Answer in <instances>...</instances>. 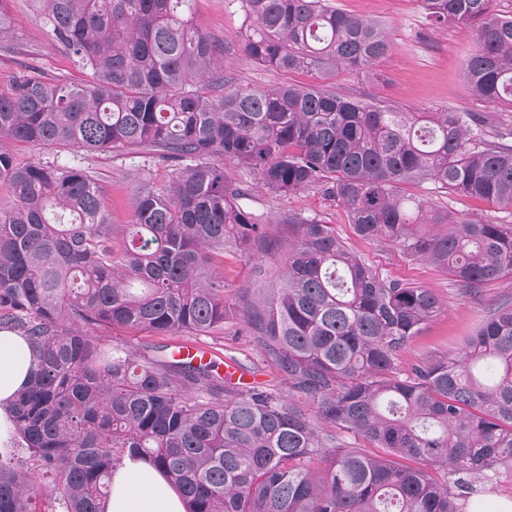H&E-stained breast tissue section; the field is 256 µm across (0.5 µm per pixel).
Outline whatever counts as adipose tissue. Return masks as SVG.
<instances>
[{"mask_svg":"<svg viewBox=\"0 0 512 512\" xmlns=\"http://www.w3.org/2000/svg\"><path fill=\"white\" fill-rule=\"evenodd\" d=\"M35 362L25 336L0 330V447L9 445L12 407L28 386ZM105 512H185L183 498L147 458L124 456L112 470Z\"/></svg>","mask_w":512,"mask_h":512,"instance_id":"obj_1","label":"adipose tissue"}]
</instances>
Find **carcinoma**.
Segmentation results:
<instances>
[{"label":"carcinoma","instance_id":"carcinoma-1","mask_svg":"<svg viewBox=\"0 0 512 512\" xmlns=\"http://www.w3.org/2000/svg\"><path fill=\"white\" fill-rule=\"evenodd\" d=\"M91 80L35 70L0 87V141L86 152L138 148L179 170L145 184L112 224L85 170L18 165L0 149V329L37 357L0 460V512H34L52 483L64 512H104L115 462L147 457L186 512H463L475 479L512 468V296L457 352L399 368L443 309L430 290L380 276L332 225L290 214L279 282L233 301L218 260L268 254L265 224L214 158L267 194L321 191L355 234L447 272L461 293L512 277V224L456 217L431 194L512 215V121L493 112H413L328 86L242 84L240 48L270 71L367 73L392 47L379 23L331 0H236L238 45L194 23L193 0H30ZM429 25L466 31L470 94L512 106V14L495 0H420ZM425 193L407 195V185ZM423 224L440 231L427 233ZM236 328L288 392L218 380L191 359L142 358L89 334L161 336ZM363 440L381 449L363 453Z\"/></svg>","mask_w":512,"mask_h":512}]
</instances>
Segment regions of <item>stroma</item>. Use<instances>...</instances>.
Wrapping results in <instances>:
<instances>
[{
  "mask_svg": "<svg viewBox=\"0 0 512 512\" xmlns=\"http://www.w3.org/2000/svg\"><path fill=\"white\" fill-rule=\"evenodd\" d=\"M335 3L347 12L386 24L393 48L374 66L371 75L358 76L344 69L330 70L320 76L302 71L276 73L257 66L238 52L225 56V70L240 81L255 86L288 82L298 85L322 83L332 86L340 94H356L401 104L412 110H494L503 120H512V110L508 107L491 106L468 92L463 66L474 49V41L468 33L452 28L445 31L429 28L418 0H335ZM0 10L15 25L11 50L0 52V85L8 83L28 64L37 66L49 80L64 78L74 84L87 82V74L74 66L54 45L33 15L28 0H0ZM193 17L198 26L221 41L235 40L243 20L235 0H193ZM0 147L22 166L48 162L91 172L102 188L105 208L116 224L129 222L132 199L141 179L148 178L161 185L173 175L172 168L151 164L144 155L137 153H87L70 146L45 148L18 141H7ZM433 202L458 216L491 222H505L512 218L489 202L454 194L435 195ZM248 206L263 220L269 221L272 238L281 244L288 240V227L281 224V216L296 212L318 217L334 225L337 235L381 276L430 289L445 302V310L401 353L402 369L458 349L468 336L477 331L491 304L501 297L512 296V278L493 283L479 296H466L460 293L445 271L409 260L390 243L359 238L343 210L323 192L304 190L275 199L256 189ZM257 264L262 266L263 275L254 274L253 267ZM280 270L279 258L275 255L263 254L255 261L231 252L224 255V278L233 294L275 281ZM100 335L110 343H131L138 353L151 358L161 355L163 349L174 348L179 342L175 336H157L121 328L104 329ZM200 342L220 357H229L255 368L257 381H270L280 388H287V381L249 337L234 335L227 329L203 336Z\"/></svg>",
  "mask_w": 512,
  "mask_h": 512,
  "instance_id": "35a3bbf8",
  "label": "stroma"
}]
</instances>
